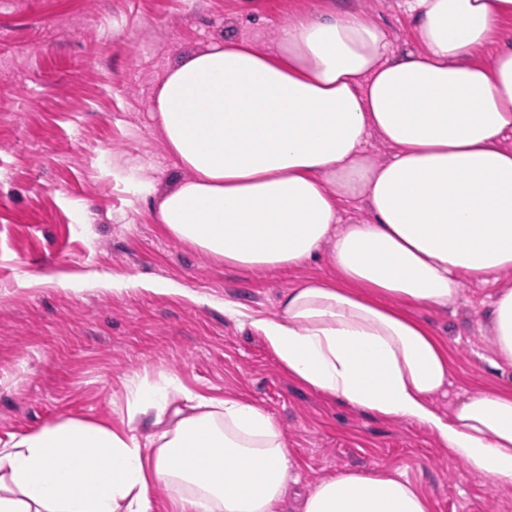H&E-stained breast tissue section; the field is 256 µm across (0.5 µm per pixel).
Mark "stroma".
I'll use <instances>...</instances> for the list:
<instances>
[{"label": "stroma", "mask_w": 512, "mask_h": 512, "mask_svg": "<svg viewBox=\"0 0 512 512\" xmlns=\"http://www.w3.org/2000/svg\"><path fill=\"white\" fill-rule=\"evenodd\" d=\"M415 48L400 0H349ZM325 0H0V437L64 416L119 422L126 384L177 373L205 396L253 404L280 426L301 488L344 468L399 470L433 512H512V484L471 474L424 427L378 418L297 383L225 301L270 316L327 262L241 272L171 239L154 190L181 171L151 114L184 54L234 37L272 44ZM125 278L122 290L107 278ZM162 281L175 293L137 288ZM512 272L418 310L446 342L454 394L507 385L485 312Z\"/></svg>", "instance_id": "1"}]
</instances>
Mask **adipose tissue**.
I'll return each instance as SVG.
<instances>
[{"instance_id": "adipose-tissue-1", "label": "adipose tissue", "mask_w": 512, "mask_h": 512, "mask_svg": "<svg viewBox=\"0 0 512 512\" xmlns=\"http://www.w3.org/2000/svg\"><path fill=\"white\" fill-rule=\"evenodd\" d=\"M419 51L390 56L386 29L328 5L274 45L235 38L184 55L153 116L184 178L157 192L175 241L244 272L328 259L335 278L287 289L271 317L228 302L305 387L432 432L469 472L512 483V388L467 393L449 413L446 343L417 308L512 271V0H404ZM490 60H482L485 48ZM392 147L383 162L369 135ZM369 217L342 223L343 202ZM486 319L512 367V289ZM121 426L62 417L0 438V512H277L296 464L274 419L206 397L177 373L128 384ZM298 512H433L395 469L346 468Z\"/></svg>"}]
</instances>
